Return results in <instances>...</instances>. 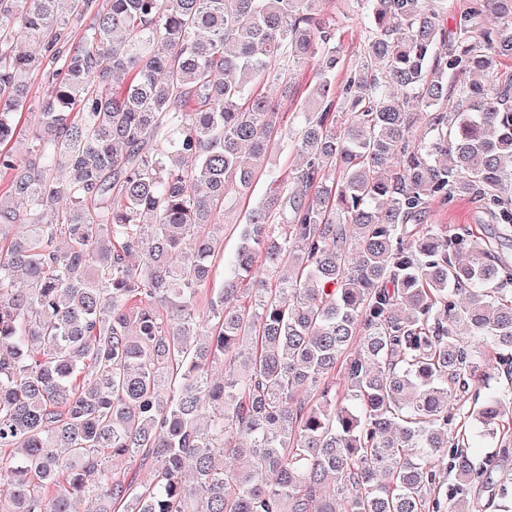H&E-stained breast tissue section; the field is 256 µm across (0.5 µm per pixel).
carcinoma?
Returning a JSON list of instances; mask_svg holds the SVG:
<instances>
[{
    "label": "carcinoma",
    "mask_w": 512,
    "mask_h": 512,
    "mask_svg": "<svg viewBox=\"0 0 512 512\" xmlns=\"http://www.w3.org/2000/svg\"><path fill=\"white\" fill-rule=\"evenodd\" d=\"M352 2L340 78L333 0H0V512H512V0ZM336 1V25L344 31V54L353 62L357 60V49L366 36L364 25L360 23V19L352 12V7L344 0ZM247 203L248 200L245 203L244 199H236L229 209L231 212L228 214L227 220L233 223L236 222V224H227L224 230V259L226 262H230L236 251L239 235L238 229L235 230V228L239 222H244L242 217L246 210ZM474 203L467 199L458 200L447 207L435 206L431 209L426 224H447L448 227L457 224H470L477 236L486 238L498 231L497 224H486L482 221L481 213Z\"/></svg>",
    "instance_id": "1"
}]
</instances>
